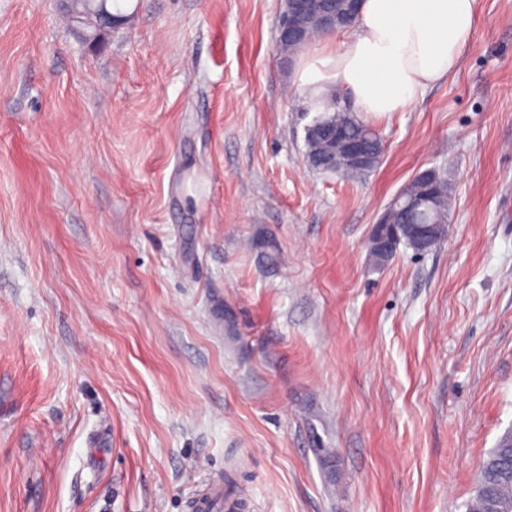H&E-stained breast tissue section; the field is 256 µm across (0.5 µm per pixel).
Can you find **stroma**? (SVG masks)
<instances>
[{
  "instance_id": "1",
  "label": "stroma",
  "mask_w": 512,
  "mask_h": 512,
  "mask_svg": "<svg viewBox=\"0 0 512 512\" xmlns=\"http://www.w3.org/2000/svg\"><path fill=\"white\" fill-rule=\"evenodd\" d=\"M284 0H121L96 46L0 0V512H467L512 433V0L309 169ZM448 236L370 256L419 170ZM277 256L268 264L264 253ZM337 147L336 151L335 134V139L324 147L326 167L335 173L345 165L362 167L370 163L369 151L364 139L346 138L343 134H339ZM440 187H441V195H442V204L439 209H427L424 211L419 212L416 215L410 216L406 212L401 211L399 208H396L392 211V213L388 214V211L386 210L380 219L378 220L377 224L375 225V228L373 230L372 236H371V245L374 247H383L386 240L385 237H387L384 228H388L390 226H387V224H392L390 220L395 222L397 226L403 227L408 224V222H427V223H433L437 221H442L445 226L442 228H438L436 230V236L437 238L440 234L448 235V217H449V210H450V194H449V188H448V182L446 179L442 176H440ZM390 218V220H389Z\"/></svg>"
}]
</instances>
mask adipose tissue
I'll return each instance as SVG.
<instances>
[{
	"label": "adipose tissue",
	"mask_w": 512,
	"mask_h": 512,
	"mask_svg": "<svg viewBox=\"0 0 512 512\" xmlns=\"http://www.w3.org/2000/svg\"><path fill=\"white\" fill-rule=\"evenodd\" d=\"M480 17V0H363L341 47L307 52L296 79L325 99L348 91L364 115L405 110L454 74Z\"/></svg>",
	"instance_id": "obj_1"
}]
</instances>
